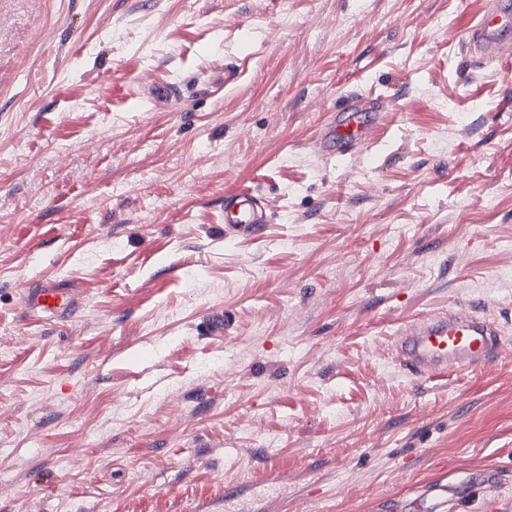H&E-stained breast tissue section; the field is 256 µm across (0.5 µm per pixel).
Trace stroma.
Here are the masks:
<instances>
[{
	"label": "stroma",
	"mask_w": 512,
	"mask_h": 512,
	"mask_svg": "<svg viewBox=\"0 0 512 512\" xmlns=\"http://www.w3.org/2000/svg\"><path fill=\"white\" fill-rule=\"evenodd\" d=\"M486 3L0 0V512H384L490 465L458 512H512V63L464 45ZM353 97L383 124L328 159ZM244 183L269 222L229 237ZM44 282L76 312L29 318ZM460 305L496 361L403 372L395 331Z\"/></svg>",
	"instance_id": "stroma-1"
}]
</instances>
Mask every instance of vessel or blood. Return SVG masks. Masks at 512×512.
<instances>
[{"instance_id":"b4317fda","label":"vessel or blood","mask_w":512,"mask_h":512,"mask_svg":"<svg viewBox=\"0 0 512 512\" xmlns=\"http://www.w3.org/2000/svg\"><path fill=\"white\" fill-rule=\"evenodd\" d=\"M471 56L512 59V0H489L466 42ZM383 120L377 108L348 105L320 133L319 150L333 157L370 140ZM224 221L242 234L259 232L265 222L261 203L247 186H239L224 201ZM28 307L43 313L74 310L76 302L64 289L45 284L33 289ZM500 346L495 323L475 309L461 307L448 313H430L397 333L395 351L401 369L409 375L435 379L491 363ZM442 482L420 486L414 495L390 500L388 512H444L448 502H459Z\"/></svg>"}]
</instances>
